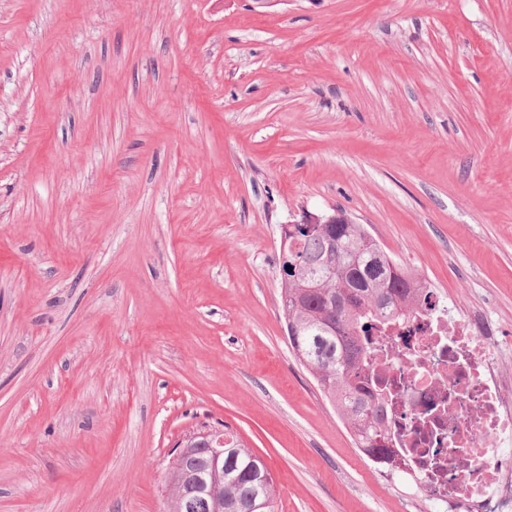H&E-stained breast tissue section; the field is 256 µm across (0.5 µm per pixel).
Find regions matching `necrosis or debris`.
<instances>
[{
	"instance_id": "obj_1",
	"label": "necrosis or debris",
	"mask_w": 512,
	"mask_h": 512,
	"mask_svg": "<svg viewBox=\"0 0 512 512\" xmlns=\"http://www.w3.org/2000/svg\"><path fill=\"white\" fill-rule=\"evenodd\" d=\"M432 306L375 337L369 372L400 468L436 512H512V396L480 318Z\"/></svg>"
}]
</instances>
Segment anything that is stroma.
Segmentation results:
<instances>
[{"label": "stroma", "instance_id": "1", "mask_svg": "<svg viewBox=\"0 0 512 512\" xmlns=\"http://www.w3.org/2000/svg\"><path fill=\"white\" fill-rule=\"evenodd\" d=\"M336 210L512 342V0H0V512H165L221 423L276 512H430L288 347Z\"/></svg>", "mask_w": 512, "mask_h": 512}]
</instances>
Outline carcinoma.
<instances>
[{
    "label": "carcinoma",
    "mask_w": 512,
    "mask_h": 512,
    "mask_svg": "<svg viewBox=\"0 0 512 512\" xmlns=\"http://www.w3.org/2000/svg\"><path fill=\"white\" fill-rule=\"evenodd\" d=\"M288 277L281 280V309L288 344L370 461L394 471L382 427V398L363 385L370 362L369 337L387 322L415 315L406 306L410 274L387 254L361 224L314 227L288 237ZM224 488L221 495L179 498L178 484L202 472L205 456L193 447L173 460L170 512H275L273 479L229 427H224Z\"/></svg>",
    "instance_id": "1"
}]
</instances>
